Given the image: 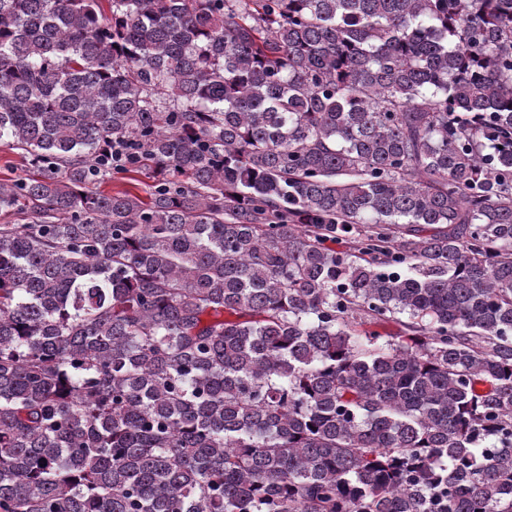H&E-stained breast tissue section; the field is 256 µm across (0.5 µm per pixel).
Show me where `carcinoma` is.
Here are the masks:
<instances>
[{
  "instance_id": "1",
  "label": "carcinoma",
  "mask_w": 512,
  "mask_h": 512,
  "mask_svg": "<svg viewBox=\"0 0 512 512\" xmlns=\"http://www.w3.org/2000/svg\"><path fill=\"white\" fill-rule=\"evenodd\" d=\"M0 143V512H512V0H0ZM30 169L23 158L10 150L0 146V183H12L28 177ZM144 172L141 173H129L126 175L123 174H113L112 177H106L105 180L98 182L96 187H99L106 193H115L117 191L130 189L134 192H138L142 196L145 193L142 191L144 188V184H151L152 179L147 177Z\"/></svg>"
}]
</instances>
